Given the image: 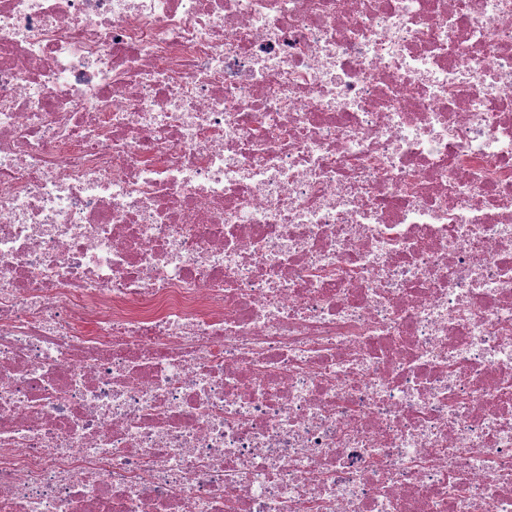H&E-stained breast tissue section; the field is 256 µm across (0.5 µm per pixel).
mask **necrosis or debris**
I'll use <instances>...</instances> for the list:
<instances>
[{"mask_svg":"<svg viewBox=\"0 0 512 512\" xmlns=\"http://www.w3.org/2000/svg\"><path fill=\"white\" fill-rule=\"evenodd\" d=\"M0 512H512V0H0Z\"/></svg>","mask_w":512,"mask_h":512,"instance_id":"1","label":"necrosis or debris"}]
</instances>
